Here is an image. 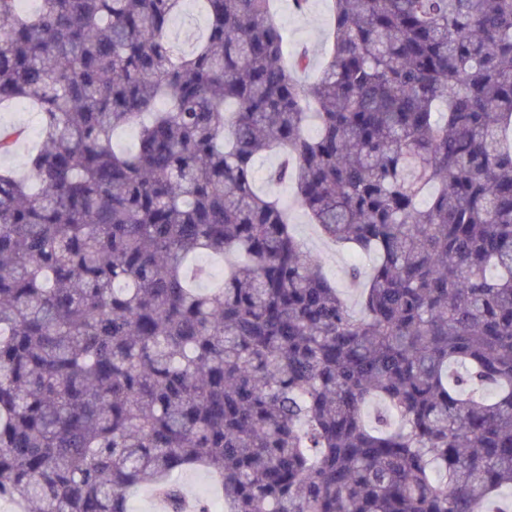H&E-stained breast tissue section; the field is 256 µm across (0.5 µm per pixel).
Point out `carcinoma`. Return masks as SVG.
Listing matches in <instances>:
<instances>
[{
	"label": "carcinoma",
	"mask_w": 512,
	"mask_h": 512,
	"mask_svg": "<svg viewBox=\"0 0 512 512\" xmlns=\"http://www.w3.org/2000/svg\"><path fill=\"white\" fill-rule=\"evenodd\" d=\"M330 2L308 84L270 0H198L188 48L185 0H0V107L44 143L0 166V499L128 512L147 485L186 512L197 469L228 512L512 491V0ZM23 137L0 125V157ZM267 153L374 256L361 313L256 189ZM190 1L193 0H187L183 13L175 20L170 30L169 34L172 38H176L178 33L184 32L193 25L198 24L204 26L205 24V19L199 12V6L196 2L192 3ZM9 123H21L28 127L29 137L28 141L16 151L15 155L11 158H1V164L6 166L14 167L18 170H22L23 163L29 152L35 150L39 143L38 129L39 120L37 123L34 112L23 111L19 107L13 109H6L0 111V124ZM36 128V132L33 134L31 129ZM176 480L183 487L184 492L192 498H213L216 497L215 486L210 475L202 470L183 472L176 476Z\"/></svg>",
	"instance_id": "1"
}]
</instances>
